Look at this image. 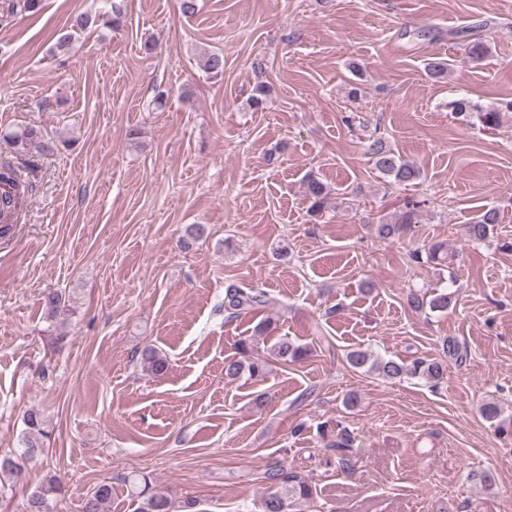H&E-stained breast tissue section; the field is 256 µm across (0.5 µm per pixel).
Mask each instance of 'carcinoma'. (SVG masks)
Returning <instances> with one entry per match:
<instances>
[{"mask_svg":"<svg viewBox=\"0 0 512 512\" xmlns=\"http://www.w3.org/2000/svg\"><path fill=\"white\" fill-rule=\"evenodd\" d=\"M40 0H10L7 6L8 14L17 15L33 12L38 9ZM471 32L457 30L454 36L467 41L471 58L480 59L486 52L485 45L470 39ZM204 69L215 76L224 73V54L219 52L205 56ZM448 108L456 116L464 117L471 125H480L493 129L499 125L500 112L497 109L485 108L466 98H459L448 103ZM12 151L0 154V233L7 234L11 225L21 223L25 215L27 200L32 193L33 184L27 173V167L20 166L16 158L35 148L42 154H52L58 149L56 141L44 135L35 127H27L10 135ZM367 153L374 160L379 173L390 179L396 185L408 186L421 179V170L405 160L382 137H375L366 146ZM307 196L310 199V213L318 215L325 207L327 198L326 188L316 179L309 180ZM417 203L403 212L400 220L394 224L378 225V233L382 237H390L400 230V225L410 224ZM498 223V212L489 208L485 210L472 224L465 226V234L472 241L486 240L494 224ZM452 294L444 290L427 298L413 292L407 301L411 308L421 310L425 307L432 311H446L451 303ZM274 298L259 288L253 286L230 284L224 294V314L229 318L238 317L244 313L271 304ZM44 306L46 319L54 321L70 307V299L62 293L50 290L45 294ZM241 357L233 359L224 365V378L230 382L246 374L249 378L262 376L268 362L261 358H251L245 341H240ZM270 356L281 363H295L308 356V350L296 345L286 338L277 341L270 349ZM347 364L365 373L375 372L385 378L396 379L405 375L421 377L431 381L443 379L447 362L443 359L413 360L409 365L394 359L373 357L363 349H353L346 353ZM140 365L144 372L160 376L167 370V359L157 349L145 348L141 353ZM25 432L21 440L22 453L35 457L48 450L47 443L51 442L52 424L37 409L29 410L24 416ZM265 478L273 485L274 490L268 493L261 503V512H285L288 501L309 500L313 497V487L302 478L288 476L280 471H269ZM125 485L131 502L135 504L133 512H175V503L167 494L153 490L149 477L143 473L130 472L124 477ZM62 490L60 479L55 475L46 476L27 499L24 512H53L52 502ZM112 500V485L108 482L98 484L84 500L82 512H107Z\"/></svg>","mask_w":512,"mask_h":512,"instance_id":"1","label":"carcinoma"}]
</instances>
